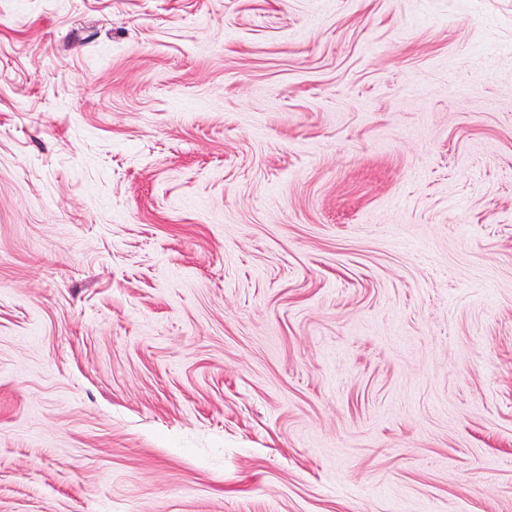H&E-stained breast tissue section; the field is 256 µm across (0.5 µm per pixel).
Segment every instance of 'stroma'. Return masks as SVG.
I'll return each mask as SVG.
<instances>
[{
	"label": "stroma",
	"instance_id": "stroma-1",
	"mask_svg": "<svg viewBox=\"0 0 512 512\" xmlns=\"http://www.w3.org/2000/svg\"><path fill=\"white\" fill-rule=\"evenodd\" d=\"M0 512H512V0H0Z\"/></svg>",
	"mask_w": 512,
	"mask_h": 512
}]
</instances>
